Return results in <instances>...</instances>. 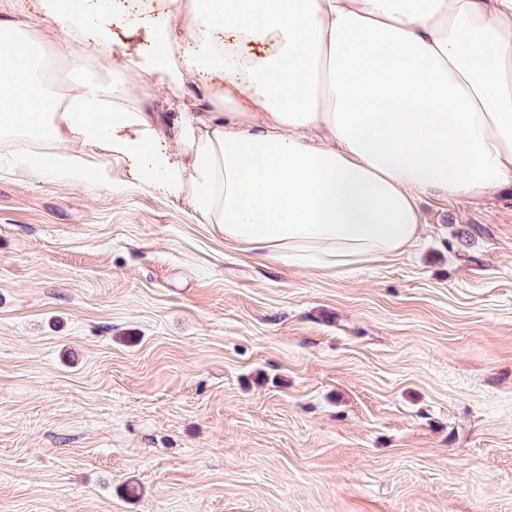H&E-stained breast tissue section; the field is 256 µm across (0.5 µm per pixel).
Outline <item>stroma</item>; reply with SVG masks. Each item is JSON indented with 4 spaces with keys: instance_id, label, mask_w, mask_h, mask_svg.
<instances>
[{
    "instance_id": "obj_1",
    "label": "stroma",
    "mask_w": 512,
    "mask_h": 512,
    "mask_svg": "<svg viewBox=\"0 0 512 512\" xmlns=\"http://www.w3.org/2000/svg\"><path fill=\"white\" fill-rule=\"evenodd\" d=\"M134 84L170 143L224 89ZM84 155L0 145V512H512V185L337 275Z\"/></svg>"
}]
</instances>
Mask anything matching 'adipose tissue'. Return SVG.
<instances>
[{
	"label": "adipose tissue",
	"mask_w": 512,
	"mask_h": 512,
	"mask_svg": "<svg viewBox=\"0 0 512 512\" xmlns=\"http://www.w3.org/2000/svg\"><path fill=\"white\" fill-rule=\"evenodd\" d=\"M99 53L113 51L104 0H41ZM153 47L130 70L180 85L224 80L248 108L186 113L171 151L130 87L104 70L41 104L68 58L40 21L0 19V141L69 184L101 178L87 147L129 161L139 182L190 199L225 239L336 271L404 254L419 196L472 203L512 182V0H167L131 12Z\"/></svg>",
	"instance_id": "obj_1"
}]
</instances>
